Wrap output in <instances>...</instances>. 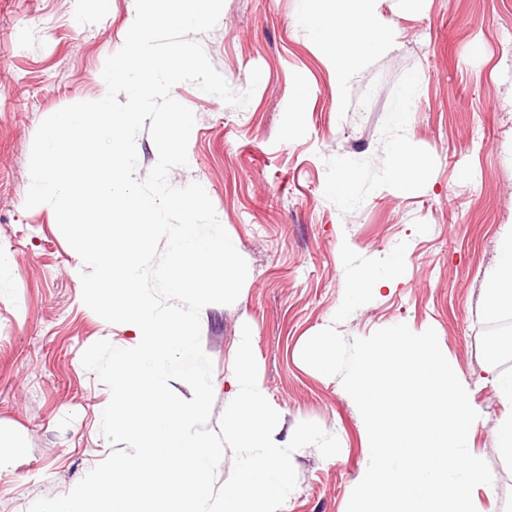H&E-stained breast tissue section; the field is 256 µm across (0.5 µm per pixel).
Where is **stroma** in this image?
Returning <instances> with one entry per match:
<instances>
[{
  "instance_id": "35a3bbf8",
  "label": "stroma",
  "mask_w": 512,
  "mask_h": 512,
  "mask_svg": "<svg viewBox=\"0 0 512 512\" xmlns=\"http://www.w3.org/2000/svg\"><path fill=\"white\" fill-rule=\"evenodd\" d=\"M134 8L0 0V512L69 493L113 450L100 430L110 391L82 354L100 340L131 348L135 337L84 304L83 265L52 207L25 201L40 123L103 95L99 72L122 48ZM302 8L224 0L216 27L199 35L234 91L260 69L244 107L190 83L172 90L196 123L188 164L169 181L203 186L248 265L236 302L201 312L213 363L208 426L219 428L234 347L250 327L281 439L312 421L340 442L330 458L312 446L295 454L296 487L280 512H347L369 463L365 424L340 380L304 364L300 350L328 327L349 340L401 323L431 328L481 412L469 445L493 483L475 488L476 512H512V461L495 450L497 425L512 415L495 375L512 372V353L489 372L494 321L482 307L483 272L512 226V44L502 38L512 0H376L381 46L341 72L331 47L300 23ZM409 83L398 124L392 112ZM399 143L427 163L409 190L391 169ZM343 164L359 181L342 206L328 186ZM396 250L405 254L401 283L348 299L351 274Z\"/></svg>"
}]
</instances>
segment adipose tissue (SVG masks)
<instances>
[{
  "instance_id": "obj_1",
  "label": "adipose tissue",
  "mask_w": 512,
  "mask_h": 512,
  "mask_svg": "<svg viewBox=\"0 0 512 512\" xmlns=\"http://www.w3.org/2000/svg\"><path fill=\"white\" fill-rule=\"evenodd\" d=\"M323 0H304L303 22L317 40L333 44L336 64L344 67L375 50L379 43L377 27L370 10L371 0H336L333 10L321 7ZM402 253L392 254L385 270L364 269L348 285L351 294L364 295L394 286L402 267ZM484 312L495 317L512 311V227L500 237L495 265L484 273Z\"/></svg>"
}]
</instances>
